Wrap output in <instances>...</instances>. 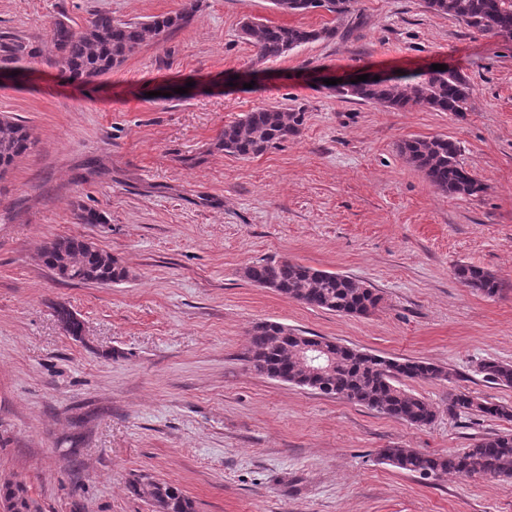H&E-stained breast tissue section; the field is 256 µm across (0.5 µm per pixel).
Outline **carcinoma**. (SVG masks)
I'll return each instance as SVG.
<instances>
[{"mask_svg": "<svg viewBox=\"0 0 512 512\" xmlns=\"http://www.w3.org/2000/svg\"><path fill=\"white\" fill-rule=\"evenodd\" d=\"M432 12L448 15L471 30L512 40V0H424ZM286 13H307L321 8L340 19L353 8V0H273ZM198 0H187L175 13L153 16L146 22L121 21L108 13H96L81 28L55 22L49 39L36 41L11 32L0 31V76H22L19 65L43 58L68 81L92 84L112 73L145 42L160 41L173 31L187 27L193 20ZM242 38L255 51L254 64L288 55L295 48L336 37V28H305L272 25L244 19ZM334 93L345 100L378 104L392 109L424 106L439 112L462 114L469 111V81L454 68L430 69L385 81L353 83L344 78ZM305 121V113L287 107H261L244 113L224 127L218 148L224 154L241 159L256 157L275 144L296 137ZM33 145L30 129L17 121L0 123V170L5 171ZM408 163L424 173L430 183L449 196L472 197L484 191L482 182L460 162L459 143L449 137H414L398 145ZM94 274L101 282L119 284L128 277L126 268L112 254L91 249L82 238H62L51 246L43 245L40 258L54 270L63 257ZM455 277L473 291L492 298L505 283L495 274L474 265L460 263ZM244 277L266 288L271 286L282 296L312 308L351 316L373 312L381 296L365 282L348 275L321 271L288 260H263L244 268ZM58 322L70 336L82 335L83 325L73 321V312L65 305L54 307ZM321 345L334 356L336 366L324 377H314L296 362L297 348L304 344ZM249 362L254 370L267 376L288 373L303 386L327 396H339L390 417L418 427L431 425L436 408L400 384L401 379H448V372L424 361L397 360L345 349L324 336L299 337L298 330L279 322L264 321L253 326L249 336ZM479 372L486 382L512 387V364L484 360ZM454 414L481 413L512 421V407L490 402L469 393L455 395L448 405ZM384 463L410 473L425 476L455 474L480 477L489 481L512 480V434H490L457 454L426 455L414 448L393 446L381 452ZM134 495L150 501L162 512H194L192 501L176 485L139 475L130 481ZM16 501L14 512H39L38 503L25 485L6 489Z\"/></svg>", "mask_w": 512, "mask_h": 512, "instance_id": "carcinoma-1", "label": "carcinoma"}]
</instances>
